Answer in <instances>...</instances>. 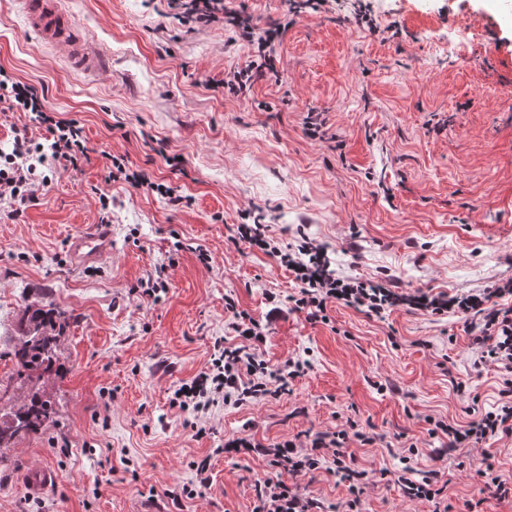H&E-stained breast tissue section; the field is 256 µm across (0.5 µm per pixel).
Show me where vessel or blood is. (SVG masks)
I'll return each instance as SVG.
<instances>
[{
	"label": "vessel or blood",
	"mask_w": 512,
	"mask_h": 512,
	"mask_svg": "<svg viewBox=\"0 0 512 512\" xmlns=\"http://www.w3.org/2000/svg\"><path fill=\"white\" fill-rule=\"evenodd\" d=\"M28 31L42 45L61 53L73 67L85 72L99 70L104 57L78 30L65 0H21ZM110 244L109 228L103 224L85 225L73 239V252L92 260Z\"/></svg>",
	"instance_id": "b4317fda"
}]
</instances>
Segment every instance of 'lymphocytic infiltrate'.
I'll list each match as a JSON object with an SVG mask.
<instances>
[{"label": "lymphocytic infiltrate", "instance_id": "1", "mask_svg": "<svg viewBox=\"0 0 512 512\" xmlns=\"http://www.w3.org/2000/svg\"><path fill=\"white\" fill-rule=\"evenodd\" d=\"M181 7L177 15L180 22L207 23L220 16L251 45L255 60L234 75L239 91L250 89L254 72L276 73L274 46L287 30V22L258 29L248 17L233 8L229 0H183ZM1 102L7 103L9 109L33 114L35 121L45 126L50 135L49 150L53 161L77 164L79 154L85 151L82 129L77 122L52 115L44 96L34 86L15 79L0 68ZM33 144L31 137L19 132L14 137L12 152L0 154V200L6 198L23 204L33 199L36 167L28 162L34 152ZM236 238L279 259L294 273L298 290L289 295L288 300L294 310L305 313L308 321L327 322V308L332 303L377 316L404 304L437 316L454 312L469 317L468 327L474 332L472 342L480 362L491 361L512 371V280L483 289L479 294L451 297L444 292L435 295L421 291L404 293L392 289L386 280H363L337 273L324 250L311 243L300 244L294 250L278 246L264 224L238 225ZM224 304L231 314L229 327L237 333L241 344L228 347L223 339L215 340L208 370L182 383L173 393L171 403L181 411L204 412L218 400L238 407L250 399L278 397L284 393L288 379L310 365L309 360L301 358L288 360L280 367L269 365L258 354L266 341L260 322L239 310L234 298L225 297ZM435 427L445 436L443 448L447 451L466 443L476 446L501 434L511 435L512 400L504 401L497 410L481 415L468 425L457 428L439 421ZM351 436L364 445L375 441L370 433L358 430L350 434L340 430L316 434L306 446L291 441L266 446L250 437H237L225 441L224 450L267 457L271 470L255 484V512H327L320 499L301 491L298 486L287 485L282 479L286 473L307 475L320 469L348 483L355 495L348 504L349 512H359L356 495L360 493L367 473L352 468L345 460L343 447Z\"/></svg>", "mask_w": 512, "mask_h": 512}]
</instances>
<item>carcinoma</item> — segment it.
I'll return each instance as SVG.
<instances>
[{"label":"carcinoma","mask_w":512,"mask_h":512,"mask_svg":"<svg viewBox=\"0 0 512 512\" xmlns=\"http://www.w3.org/2000/svg\"><path fill=\"white\" fill-rule=\"evenodd\" d=\"M20 322L25 339L10 352L18 378L37 374L62 375L56 366L54 350L58 347L65 327V313L48 304L26 303ZM53 414L50 397L33 393L29 401L19 406L8 422L0 421V444L14 438L19 432L38 434L47 426Z\"/></svg>","instance_id":"carcinoma-1"}]
</instances>
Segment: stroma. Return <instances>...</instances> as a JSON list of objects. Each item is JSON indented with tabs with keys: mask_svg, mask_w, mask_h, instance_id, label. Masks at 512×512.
Returning <instances> with one entry per match:
<instances>
[{
	"mask_svg": "<svg viewBox=\"0 0 512 512\" xmlns=\"http://www.w3.org/2000/svg\"><path fill=\"white\" fill-rule=\"evenodd\" d=\"M170 2L68 0L106 57L84 74L26 33L16 0H0V68L78 122L87 149L77 166L37 167L35 199L20 210L0 201V419L29 392L55 409L43 434L0 447V512H166L165 490L203 458L211 487L180 512H254L268 462L224 457L225 440L303 444L350 418L376 437L345 448L368 472L362 512H468L471 502L512 512L482 475L512 482V436L431 455L434 421L495 410L512 378L476 364L463 319L335 304L329 323L309 322L285 302L293 273L231 240L235 225L265 224L281 244L323 246L344 274L414 290L468 294L512 279V0H326L294 16L287 0H234L258 28L288 22L277 75L241 96L218 82L248 63L250 46L220 19L178 23ZM363 9L373 25L359 23ZM108 153L183 203L109 180ZM85 224L112 230L110 251L89 263L69 247ZM158 277L159 299L137 291ZM269 292L283 297L279 312ZM228 296L264 325L269 365L305 354L310 367L280 397L211 406L198 436L171 399L209 366L215 339L233 341ZM26 302L67 314L62 376H14ZM406 463L417 480L441 472L438 503L389 481ZM37 467L57 480L32 494L23 478ZM285 482L337 512L351 499L324 471Z\"/></svg>",
	"mask_w": 512,
	"mask_h": 512,
	"instance_id": "obj_1",
	"label": "stroma"
}]
</instances>
